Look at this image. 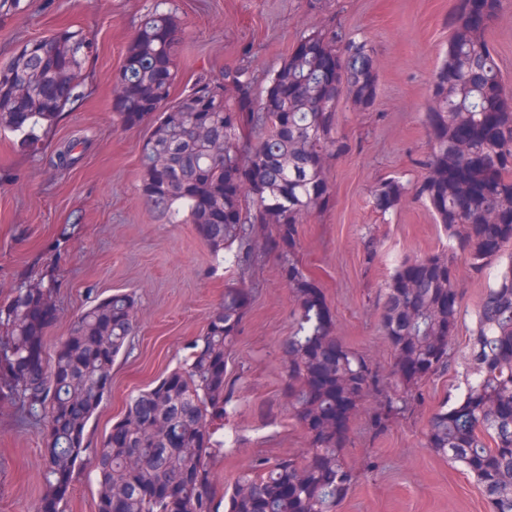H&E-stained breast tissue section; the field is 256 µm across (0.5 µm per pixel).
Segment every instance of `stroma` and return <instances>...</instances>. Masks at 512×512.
I'll return each instance as SVG.
<instances>
[{"mask_svg": "<svg viewBox=\"0 0 512 512\" xmlns=\"http://www.w3.org/2000/svg\"><path fill=\"white\" fill-rule=\"evenodd\" d=\"M324 2L318 11L308 0H30L26 12L0 19V65L20 44L70 26L99 45L83 71L79 99L42 130L38 147L0 133V303L21 285L51 286L56 316L45 332L44 357L53 356L94 300L117 291L136 298L134 330L112 367V388L87 426L89 447H99L133 396L188 356L225 288L241 280L254 298L229 363L236 411L224 430L235 444L213 470L228 483L255 452L297 456L308 446L280 396V345L296 302L278 265L269 259L245 271L224 265L194 225L155 213L139 191L141 147L152 122L113 121L112 72L155 12L170 14L183 36L175 99L199 77L219 76L228 66H247L264 89L298 38L331 21L367 40L377 98L365 111L346 99L340 104L338 131L353 150L328 168L335 203L300 225L299 259L322 289L338 336L373 362L390 364L379 290L402 259L443 250L448 241L425 204L409 201L382 216L369 196L379 178L412 183L423 174L416 163L428 145L423 112L447 49L454 0ZM73 140L76 162L59 167L58 150ZM370 237L378 256L367 266ZM492 282L489 272L461 274L457 359L468 354L469 329ZM463 387L462 374L453 371L434 379L420 410L378 437L368 414H360L345 458L362 480L338 512H491L473 478L424 445L436 407ZM44 446L42 423L0 400V512H37L46 491Z\"/></svg>", "mask_w": 512, "mask_h": 512, "instance_id": "stroma-1", "label": "stroma"}]
</instances>
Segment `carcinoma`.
<instances>
[{
    "label": "carcinoma",
    "mask_w": 512,
    "mask_h": 512,
    "mask_svg": "<svg viewBox=\"0 0 512 512\" xmlns=\"http://www.w3.org/2000/svg\"><path fill=\"white\" fill-rule=\"evenodd\" d=\"M503 2L455 0L428 89L424 175L408 184L386 176L370 193L382 215L409 198L427 204L448 238V251L404 259L380 289L394 354L387 369L337 336L335 315L297 257L299 224L333 205L329 164L352 150L337 132L342 96L363 110L376 100L370 47L332 25L301 36L261 92L237 66L172 100L178 26L164 13L146 19L112 71L116 123L153 118L141 194L164 217L185 214L217 260L247 267L259 251L277 261L296 298L295 325L280 347V394L309 448L300 457L259 453L231 483L217 480L211 459L224 453L233 409L228 365L253 299V289L231 286L185 362L133 397L94 451L96 512H336L362 478L344 456L358 412L368 408L381 435L424 405V385L456 363L458 260L479 276L512 243V91L488 39ZM96 52L80 29L23 43L0 66V132L37 144L38 127L78 96ZM50 300L49 288H16L0 308V397L44 426L40 512H60L69 495L136 308L127 292L96 300L47 362ZM468 362L463 391L431 415L426 445L476 481L492 512H512V255L469 330Z\"/></svg>",
    "instance_id": "carcinoma-1"
}]
</instances>
